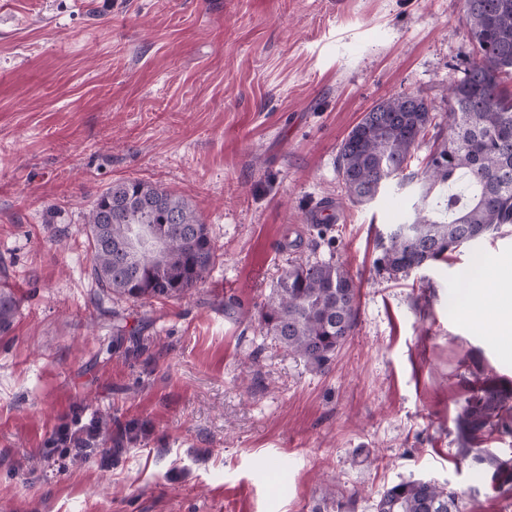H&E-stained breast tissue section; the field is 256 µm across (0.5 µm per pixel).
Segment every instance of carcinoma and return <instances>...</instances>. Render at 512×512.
I'll return each mask as SVG.
<instances>
[{"label":"carcinoma","mask_w":512,"mask_h":512,"mask_svg":"<svg viewBox=\"0 0 512 512\" xmlns=\"http://www.w3.org/2000/svg\"><path fill=\"white\" fill-rule=\"evenodd\" d=\"M464 26L478 59L448 87L437 120L427 99L403 94L365 112L341 143L338 168L349 198L368 203L387 182L423 188L415 217L380 238L379 263L390 276L442 261L473 241L512 224V0H464ZM433 133L426 162L411 170L416 149ZM440 189L441 217L426 215L428 196ZM91 276L98 287L133 302L178 299L205 283L217 260L208 225L182 194L148 181L112 183L86 218ZM162 231L161 245L141 243L143 225ZM359 288L350 269L333 259L297 262L280 276L260 309L261 331L278 345L322 368L342 348L356 322ZM14 294L0 288V333L10 330ZM502 402L480 387L468 399L466 420L484 428ZM78 448L88 433L103 432V414L65 423ZM312 512H355L351 497L327 491ZM374 512H463L456 492L430 479L387 487Z\"/></svg>","instance_id":"cac0c4a2"}]
</instances>
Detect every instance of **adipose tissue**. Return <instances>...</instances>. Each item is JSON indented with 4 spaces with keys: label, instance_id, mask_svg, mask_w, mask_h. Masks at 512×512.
<instances>
[{
    "label": "adipose tissue",
    "instance_id": "obj_1",
    "mask_svg": "<svg viewBox=\"0 0 512 512\" xmlns=\"http://www.w3.org/2000/svg\"><path fill=\"white\" fill-rule=\"evenodd\" d=\"M491 278L488 265L478 260L466 272L465 279L469 289V312L480 321L492 323L495 329L505 335L512 333V289L495 288L488 290Z\"/></svg>",
    "mask_w": 512,
    "mask_h": 512
}]
</instances>
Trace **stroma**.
<instances>
[{"mask_svg": "<svg viewBox=\"0 0 512 512\" xmlns=\"http://www.w3.org/2000/svg\"><path fill=\"white\" fill-rule=\"evenodd\" d=\"M473 58L463 0H0V283L19 301L0 335V512H311L331 487L373 512L417 478L465 512H512V430L458 428L478 384L507 394L512 427V343L448 309L473 259L512 273V225L391 278L379 236L418 187L354 204L337 164L383 100L445 112ZM134 178L211 230L219 259L186 299L91 278L85 216ZM326 202L339 221L313 226ZM329 257L359 313L320 369L262 333L259 306L289 261ZM117 317L144 324L137 355L111 350ZM95 408L137 438L50 447Z\"/></svg>", "mask_w": 512, "mask_h": 512, "instance_id": "1", "label": "stroma"}]
</instances>
